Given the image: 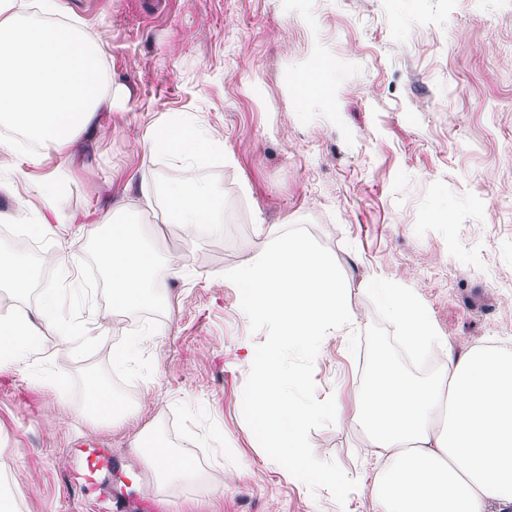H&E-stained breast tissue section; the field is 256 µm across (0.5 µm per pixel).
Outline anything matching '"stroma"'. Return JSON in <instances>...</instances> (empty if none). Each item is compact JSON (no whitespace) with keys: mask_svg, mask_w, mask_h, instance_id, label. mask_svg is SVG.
<instances>
[{"mask_svg":"<svg viewBox=\"0 0 512 512\" xmlns=\"http://www.w3.org/2000/svg\"><path fill=\"white\" fill-rule=\"evenodd\" d=\"M65 2L103 46L123 92L95 116L93 138L62 146L37 171L68 179L65 209L75 221L58 235L85 254L103 217L128 204L187 274L167 282L162 344L142 348L164 375L132 383L136 419L99 425L0 376V477L22 512H177L131 449L158 427L166 448L223 489L221 512H373L360 491L342 505L328 489L310 491L258 444L240 409L242 344L263 337L251 333L224 274L250 264L272 228L303 222L340 267L347 302L362 316L358 332L378 320L366 289L383 278L414 289L452 346L512 353V198L501 193L512 185V0H418L410 21L386 0H330L313 27L285 0ZM319 47L340 59V71L361 75L327 82L336 110L322 125L297 102ZM175 112L205 122L223 143L225 195L249 197L251 221L236 239L200 240L172 222L161 199L140 197L142 174L162 178L169 167L137 140ZM474 141L476 154L465 149ZM477 193L488 209H448ZM29 269L32 291L0 288V311L34 328L33 360L70 374L109 365L139 318L94 294L86 319L94 340L73 354L36 306L37 289L66 274L35 254ZM366 362L365 347L329 343L314 369L316 396H349ZM82 443L109 451L111 473L84 480L70 470ZM310 443L358 482L380 455L347 421L311 431ZM218 447L221 468L212 463ZM18 453L24 466L14 464Z\"/></svg>","mask_w":512,"mask_h":512,"instance_id":"obj_1","label":"stroma"}]
</instances>
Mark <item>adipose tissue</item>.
I'll return each mask as SVG.
<instances>
[{
	"mask_svg": "<svg viewBox=\"0 0 512 512\" xmlns=\"http://www.w3.org/2000/svg\"><path fill=\"white\" fill-rule=\"evenodd\" d=\"M105 51L62 0H0V191L19 181L32 185L35 209H64V178L37 180L61 146L77 142L96 112L107 108L116 86L104 68ZM139 145L145 156H165L171 178L142 177L145 199L163 198L177 224L193 225L199 238L234 237L247 216L241 199L224 195L215 178L182 174L206 160H223L224 147L208 126L183 113L149 127ZM58 267L83 265L65 249L52 224L0 226V288H28L25 268L33 248ZM43 318L57 326L74 353L85 348L82 331L90 300L60 280L39 289ZM389 312L414 353L440 362L430 383H415L373 364L368 383L354 392L352 423L372 447L385 449L367 472L363 491L376 512H512V357L496 351L456 350L438 336L416 293L385 291ZM37 344L26 326L0 314V375L17 376L99 423L134 416L108 378L66 383L31 366ZM132 450L146 461L159 493L169 501L214 512L223 493L185 460L164 448L156 433L140 435Z\"/></svg>",
	"mask_w": 512,
	"mask_h": 512,
	"instance_id": "obj_1",
	"label": "adipose tissue"
}]
</instances>
